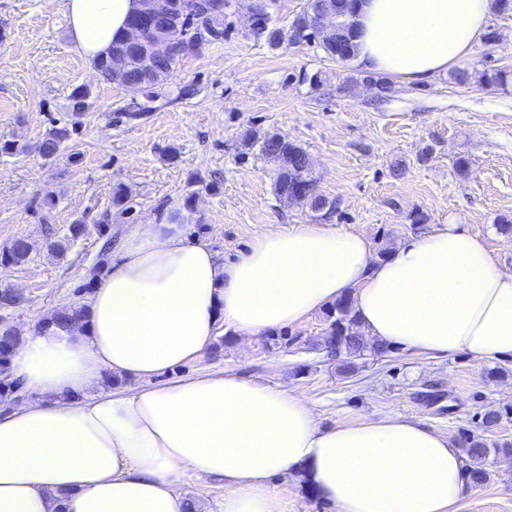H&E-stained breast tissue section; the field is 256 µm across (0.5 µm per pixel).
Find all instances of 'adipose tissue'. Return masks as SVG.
<instances>
[{"instance_id": "1", "label": "adipose tissue", "mask_w": 512, "mask_h": 512, "mask_svg": "<svg viewBox=\"0 0 512 512\" xmlns=\"http://www.w3.org/2000/svg\"><path fill=\"white\" fill-rule=\"evenodd\" d=\"M494 0H356L354 63L425 83L470 57ZM141 0H65L89 61L108 56ZM80 320L22 336L10 377L31 401L0 413V512H186L216 479L217 512H288L274 478L299 474L338 512H458L474 493L457 444L398 414L320 426L301 394L232 371L164 376L217 322L253 339L350 297L368 339L413 354L512 358V273L456 224L378 258L365 235L316 224L220 258L181 210L133 224ZM120 388L105 390V375Z\"/></svg>"}]
</instances>
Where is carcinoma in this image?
I'll list each match as a JSON object with an SVG mask.
<instances>
[{"mask_svg": "<svg viewBox=\"0 0 512 512\" xmlns=\"http://www.w3.org/2000/svg\"><path fill=\"white\" fill-rule=\"evenodd\" d=\"M231 2L239 7L238 0H197L198 15L210 25L214 40L224 38L227 29L226 20L229 13L225 8L217 6V2ZM354 0H311L309 7L283 25L263 24L253 30L254 36L271 48H279L285 44L295 43L297 36L310 34L309 28L316 14H325L335 19L330 29V38H318L317 48L329 57L341 62H349L354 56L352 29L347 16L352 13ZM180 25V34L190 37L195 30V20L187 18L177 21L176 12H171L167 27H161L149 34L145 40L132 43L127 39L112 45V54L124 59L123 67L113 69L107 60L98 63L101 75L120 85L138 84L142 88L143 101L126 109L128 115L137 118L154 110L153 103L160 97L159 85L170 76L182 63L183 58L177 56L157 57L150 48L151 43L171 34L175 25ZM75 128L67 125L55 126L41 140L39 151L45 158L54 157L61 147L68 143ZM242 151L239 159L248 160L250 151L259 148L260 154L276 164V176L273 183L276 197L290 205L309 208L315 212L326 208V199L317 191V179L313 176L312 166L307 152L302 146L291 142L278 132H260L250 128L241 136ZM33 250L32 244L25 238H18L0 250V263L3 265L21 264L26 262ZM85 315L81 305L65 307L56 311L49 322L59 326ZM328 324L327 336L324 338L323 349L327 355L343 362L345 358L363 349L362 339L354 331L357 317L353 311L351 300L344 297L333 304L326 312ZM16 337H11L0 344V386L8 389L13 381L7 379L11 349ZM463 451L474 467L470 470L473 483L482 485L488 480L489 473L482 468V463L491 454L492 448L480 436L467 434L464 436Z\"/></svg>", "mask_w": 512, "mask_h": 512, "instance_id": "1", "label": "carcinoma"}]
</instances>
